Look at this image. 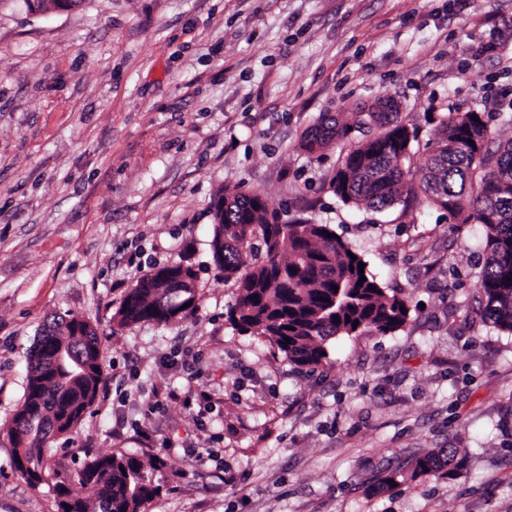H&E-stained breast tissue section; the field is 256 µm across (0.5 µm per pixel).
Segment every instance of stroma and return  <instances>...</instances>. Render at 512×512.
Wrapping results in <instances>:
<instances>
[{
    "label": "stroma",
    "mask_w": 512,
    "mask_h": 512,
    "mask_svg": "<svg viewBox=\"0 0 512 512\" xmlns=\"http://www.w3.org/2000/svg\"><path fill=\"white\" fill-rule=\"evenodd\" d=\"M510 92L512 0H0V512H58L7 437L58 317L97 330L104 381L49 453L160 459L142 512H512V335L482 316V226L342 203L347 143L300 147L322 113L387 98L420 141L451 109L505 140ZM228 188L330 225L410 298L408 324L337 340L313 372L234 330L210 252ZM184 259L196 312L118 326L137 280ZM438 448L463 469L372 491Z\"/></svg>",
    "instance_id": "35a3bbf8"
}]
</instances>
